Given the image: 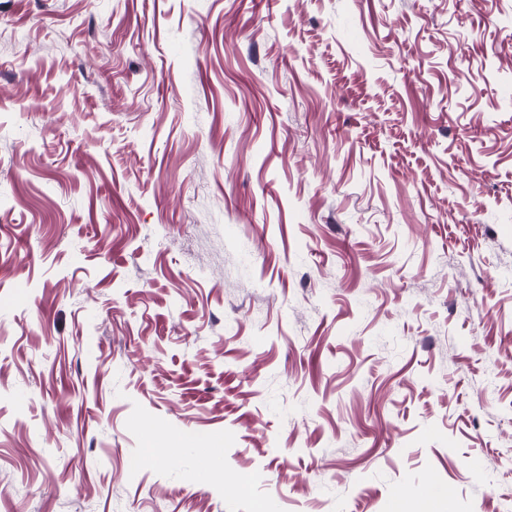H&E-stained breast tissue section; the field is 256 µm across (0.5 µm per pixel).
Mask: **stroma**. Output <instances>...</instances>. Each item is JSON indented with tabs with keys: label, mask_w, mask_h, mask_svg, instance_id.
Instances as JSON below:
<instances>
[{
	"label": "stroma",
	"mask_w": 512,
	"mask_h": 512,
	"mask_svg": "<svg viewBox=\"0 0 512 512\" xmlns=\"http://www.w3.org/2000/svg\"><path fill=\"white\" fill-rule=\"evenodd\" d=\"M399 498L512 512V0H0V512Z\"/></svg>",
	"instance_id": "1"
}]
</instances>
